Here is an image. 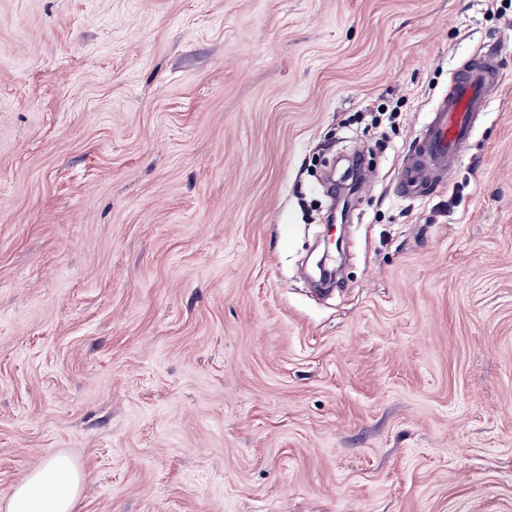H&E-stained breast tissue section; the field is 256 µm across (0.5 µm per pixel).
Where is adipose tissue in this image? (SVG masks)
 Segmentation results:
<instances>
[{
    "mask_svg": "<svg viewBox=\"0 0 512 512\" xmlns=\"http://www.w3.org/2000/svg\"><path fill=\"white\" fill-rule=\"evenodd\" d=\"M82 484L68 458L54 457L12 489L7 512H72Z\"/></svg>",
    "mask_w": 512,
    "mask_h": 512,
    "instance_id": "adipose-tissue-1",
    "label": "adipose tissue"
}]
</instances>
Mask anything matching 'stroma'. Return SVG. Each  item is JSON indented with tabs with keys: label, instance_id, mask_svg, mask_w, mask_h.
Returning <instances> with one entry per match:
<instances>
[{
	"label": "stroma",
	"instance_id": "35a3bbf8",
	"mask_svg": "<svg viewBox=\"0 0 512 512\" xmlns=\"http://www.w3.org/2000/svg\"><path fill=\"white\" fill-rule=\"evenodd\" d=\"M361 148L321 299L310 204ZM55 456L73 512H512V0H0V497ZM494 52L465 60L448 81L426 125L403 156L397 190L413 198L442 185L459 161L461 149L472 136L477 119L487 108L488 97L503 81Z\"/></svg>",
	"mask_w": 512,
	"mask_h": 512
}]
</instances>
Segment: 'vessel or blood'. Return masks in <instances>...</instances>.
I'll return each instance as SVG.
<instances>
[{"instance_id": "vessel-or-blood-1", "label": "vessel or blood", "mask_w": 512, "mask_h": 512, "mask_svg": "<svg viewBox=\"0 0 512 512\" xmlns=\"http://www.w3.org/2000/svg\"><path fill=\"white\" fill-rule=\"evenodd\" d=\"M503 81L495 53L465 60L448 81L426 125L403 157L397 190L412 198L442 185L456 167L461 150L472 136L477 119L487 108L492 91Z\"/></svg>"}]
</instances>
